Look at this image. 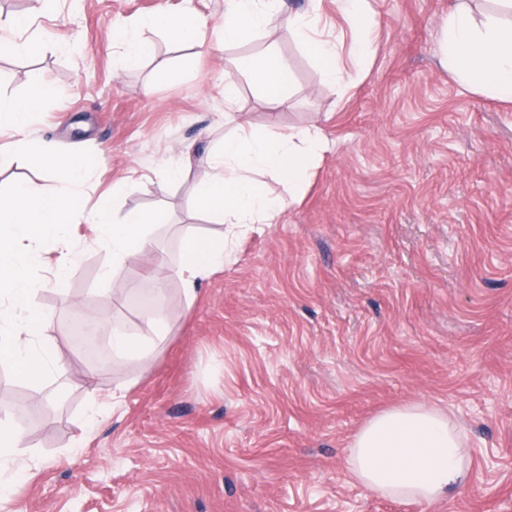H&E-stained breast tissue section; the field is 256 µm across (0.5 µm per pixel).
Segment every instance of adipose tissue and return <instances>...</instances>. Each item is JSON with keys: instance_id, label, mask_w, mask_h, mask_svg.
Masks as SVG:
<instances>
[{"instance_id": "ef3b65f1", "label": "adipose tissue", "mask_w": 512, "mask_h": 512, "mask_svg": "<svg viewBox=\"0 0 512 512\" xmlns=\"http://www.w3.org/2000/svg\"><path fill=\"white\" fill-rule=\"evenodd\" d=\"M220 24L222 42L232 45L260 30L275 0H228ZM32 12L0 23V56L37 52L26 39L33 17L49 0H34ZM317 15L292 19L299 43L319 63L322 82L339 85L344 73L338 63L335 41L319 37ZM149 27L162 32L172 45L200 39L203 19L194 8L178 13L155 12ZM440 63L471 88L493 92L512 104V21L487 15L476 18L464 0H455L441 29ZM246 68L268 102L288 101L290 65L273 51L248 57ZM51 87L34 85L20 98L0 97V155L34 156L54 178L57 187L48 193L33 182L17 180L0 193V361L9 363L24 382H40L58 369L59 345L50 317L32 306L39 282L32 273L30 246H47L58 239L63 224L80 221L95 225L98 245L112 254L102 276L132 258L150 259L149 234L164 223L160 210L132 211L117 216L108 198L85 210L82 187L91 170L89 156L81 151L62 152L51 139H34L27 130ZM331 149L317 131L291 129L271 137L241 132L225 138L211 160L212 174L198 192L197 207L213 223L228 224V231L184 237L178 274L187 298H195L199 279L222 270L239 229L252 224L277 223L286 199L296 196L309 178L313 164ZM273 172L288 184L287 197L267 193L255 174ZM164 310H157L140 334L113 331L109 338L116 357L147 358L154 340L169 335ZM22 451V437L9 422L0 420V512L11 501L21 470L14 464ZM347 456L350 476L369 491L408 499L424 505L444 499L465 486L469 478V443L448 411L424 404H404L386 409L367 420L352 436Z\"/></svg>"}]
</instances>
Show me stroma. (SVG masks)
I'll return each instance as SVG.
<instances>
[{
	"instance_id": "35a3bbf8",
	"label": "stroma",
	"mask_w": 512,
	"mask_h": 512,
	"mask_svg": "<svg viewBox=\"0 0 512 512\" xmlns=\"http://www.w3.org/2000/svg\"><path fill=\"white\" fill-rule=\"evenodd\" d=\"M188 2L206 21L202 44L176 48L143 28L152 53L115 73L113 24ZM451 4L368 0L376 25L360 65L336 0H279L259 34L228 46L216 31L226 0H54L30 30L42 49L0 58V94L56 88L29 132L97 157L87 204L112 192L118 213H167L150 239L165 259L153 301L172 326L149 359L89 361L70 337L76 317L140 333L149 313L131 284L146 267L101 281L106 252L89 224L63 225L37 251L40 279L66 248L78 253L68 301L48 289L33 299L64 332L69 388L55 397L52 379L24 383L0 364V419L27 447L13 512H512V105L441 65ZM314 6L343 85L320 81L288 26ZM269 47L291 66L275 112L239 68ZM242 128H317L331 150L279 223L241 235L190 302L174 274L181 243L213 229L193 198L210 152ZM186 148L187 176L158 186ZM410 402L449 409L472 447L468 484L430 507L348 471L357 429Z\"/></svg>"
}]
</instances>
